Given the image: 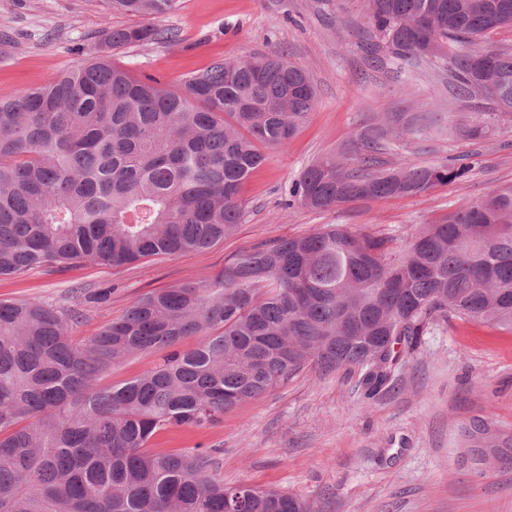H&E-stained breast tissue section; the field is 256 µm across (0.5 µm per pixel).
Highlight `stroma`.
<instances>
[{
	"label": "stroma",
	"mask_w": 512,
	"mask_h": 512,
	"mask_svg": "<svg viewBox=\"0 0 512 512\" xmlns=\"http://www.w3.org/2000/svg\"><path fill=\"white\" fill-rule=\"evenodd\" d=\"M140 19L105 13L98 0H0V99L20 96L73 70L98 50L103 27ZM168 41L117 51L133 74L179 88L215 61L283 54L308 73L317 105L286 148L269 147L244 184L235 233L203 252L159 256L122 267L37 268L0 278V300L76 303L74 289L112 291L85 305L72 334L83 340L156 288L203 285L237 252L325 224L405 240L455 208L512 184V122L471 140L469 108L435 61L393 78L370 66L362 30L368 0H177L156 18ZM388 117L422 125L383 157L387 166L461 158L467 174L413 197L360 200L314 211L291 203L306 167L328 154L353 158L364 127ZM512 441V332L457 319L431 325L390 384L368 394L355 371L306 369L288 383L225 412L221 423L159 436L155 446L214 449L220 477L302 497L313 512H512V468L466 457L476 427Z\"/></svg>",
	"instance_id": "stroma-1"
}]
</instances>
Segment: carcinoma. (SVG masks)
<instances>
[{
    "mask_svg": "<svg viewBox=\"0 0 512 512\" xmlns=\"http://www.w3.org/2000/svg\"><path fill=\"white\" fill-rule=\"evenodd\" d=\"M176 0H105L165 15ZM368 59L448 65L456 94L486 100L462 128L479 139L512 118V0H370ZM164 39L151 24L100 31L95 60L0 99V276L77 263L119 267L204 251L242 223V185L285 147L316 105L284 56L240 57L192 73L178 90L135 76L110 51ZM419 127L397 119L356 134L352 163L329 154L290 196L311 210L419 195L462 176L453 163L379 168L375 154ZM82 310L0 301V512H310L301 499L226 486L212 448L157 451L159 435L206 428L307 367L363 370L381 390L437 320L512 331V186L425 224L401 246L328 224L241 251L202 287L158 288L82 343ZM393 337L371 371L377 338ZM192 339L194 343L186 344ZM163 351L152 370L110 388L124 359ZM480 431L471 462L512 466Z\"/></svg>",
    "mask_w": 512,
    "mask_h": 512,
    "instance_id": "1",
    "label": "carcinoma"
}]
</instances>
